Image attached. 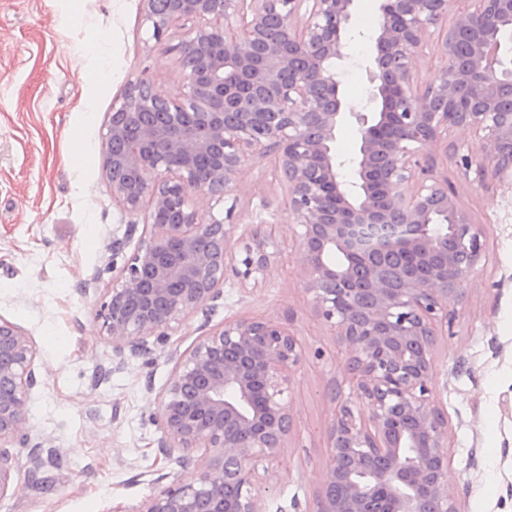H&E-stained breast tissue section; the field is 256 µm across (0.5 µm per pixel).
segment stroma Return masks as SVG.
I'll return each instance as SVG.
<instances>
[{"mask_svg": "<svg viewBox=\"0 0 512 512\" xmlns=\"http://www.w3.org/2000/svg\"><path fill=\"white\" fill-rule=\"evenodd\" d=\"M378 7L354 2L338 68L339 95L351 106L369 101L372 44L360 19ZM179 36L155 40L142 0H0V317L37 349L22 424L30 442L15 452L27 461L40 443L48 479L42 487L15 480L0 512H135L173 480L196 476L159 455L156 396L173 377V352L238 318L288 324L306 352H325L296 375L291 446L261 480L266 512H316L337 345L304 291L295 225H281L282 255L262 287L226 285L214 315H187L149 352L116 365L101 330L100 304L145 230L143 215L112 198L105 124L141 76L159 93H179L178 57L169 50ZM478 145L471 130L452 128L432 153L433 179L454 190L485 244L465 297L448 298L455 319L434 347L433 398L447 421L448 488L460 512H512V184L463 177L455 150ZM286 195L273 160L249 159L238 174L235 223L250 228L261 201L277 207ZM117 239L126 246L116 254Z\"/></svg>", "mask_w": 512, "mask_h": 512, "instance_id": "35a3bbf8", "label": "stroma"}]
</instances>
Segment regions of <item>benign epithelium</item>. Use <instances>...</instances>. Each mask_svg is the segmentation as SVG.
I'll use <instances>...</instances> for the list:
<instances>
[{"instance_id": "benign-epithelium-1", "label": "benign epithelium", "mask_w": 512, "mask_h": 512, "mask_svg": "<svg viewBox=\"0 0 512 512\" xmlns=\"http://www.w3.org/2000/svg\"><path fill=\"white\" fill-rule=\"evenodd\" d=\"M354 0H143L162 40L182 31V88L162 96L129 84L104 137L112 199L151 227L128 257L98 316L117 357L149 349L185 315L215 310L224 285L257 288L277 261L276 222L237 232V175L254 156L275 159L284 210L301 227L304 290L345 355L332 380L327 472L316 512H459L448 490L447 422L432 397L433 350L480 264L482 231L455 192L427 183L431 149L450 127L479 136L465 177L512 182V0H383L369 62V103L347 107L336 62ZM439 29L440 64L420 86L413 61ZM350 116L360 145L346 179L331 151ZM225 204L202 213L197 200ZM36 348L0 318V496L14 475L33 481L11 448L36 384ZM307 362L288 328L226 320L178 355L153 422L162 455L198 476L174 482L136 512H265L259 472L290 441L291 385ZM204 449L197 459L191 452Z\"/></svg>"}]
</instances>
